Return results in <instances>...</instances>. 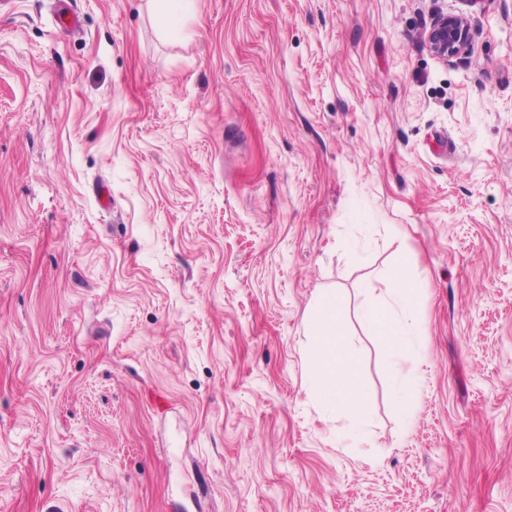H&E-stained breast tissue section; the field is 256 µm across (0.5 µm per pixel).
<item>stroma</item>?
<instances>
[{
	"mask_svg": "<svg viewBox=\"0 0 512 512\" xmlns=\"http://www.w3.org/2000/svg\"><path fill=\"white\" fill-rule=\"evenodd\" d=\"M400 264L410 425L358 318ZM0 512H512V0L1 6ZM471 31L463 14L439 12L433 19L426 41L433 55L444 61L465 52L470 44ZM346 310L347 300L338 293L316 304L307 360L311 375L319 383V401L341 414L348 422L349 433L357 436L366 430L369 412L354 355L336 356L337 326Z\"/></svg>",
	"mask_w": 512,
	"mask_h": 512,
	"instance_id": "1",
	"label": "stroma"
}]
</instances>
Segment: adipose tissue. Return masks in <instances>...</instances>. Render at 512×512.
Wrapping results in <instances>:
<instances>
[{
    "instance_id": "obj_1",
    "label": "adipose tissue",
    "mask_w": 512,
    "mask_h": 512,
    "mask_svg": "<svg viewBox=\"0 0 512 512\" xmlns=\"http://www.w3.org/2000/svg\"><path fill=\"white\" fill-rule=\"evenodd\" d=\"M392 278L396 287L389 298L381 305L364 308L360 318L367 330L382 337L383 348L396 375L412 379L416 376L417 365L408 361L405 353L417 326L415 300L419 284L401 266L393 270ZM346 310L345 297L337 293L317 303L307 360L310 373L319 384V401L341 414L350 434L357 436L364 433L369 412L354 355L336 351L337 326Z\"/></svg>"
}]
</instances>
